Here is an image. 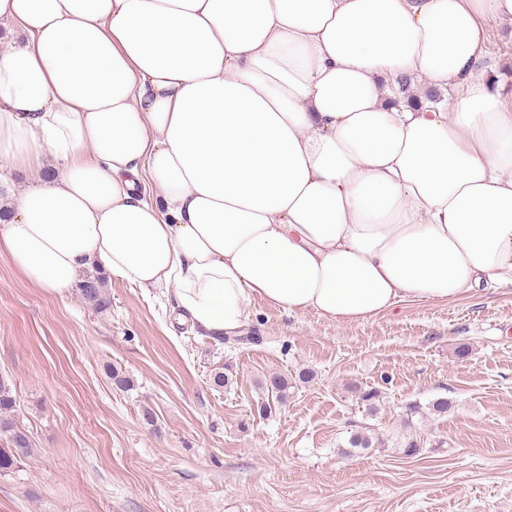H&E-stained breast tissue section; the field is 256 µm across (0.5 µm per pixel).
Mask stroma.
Segmentation results:
<instances>
[{
  "instance_id": "stroma-1",
  "label": "stroma",
  "mask_w": 512,
  "mask_h": 512,
  "mask_svg": "<svg viewBox=\"0 0 512 512\" xmlns=\"http://www.w3.org/2000/svg\"><path fill=\"white\" fill-rule=\"evenodd\" d=\"M489 52L485 76L512 104L511 24L492 25ZM105 285L98 313L0 257V374L35 437L0 474V512H512V288L353 323L257 301L262 341L242 344L197 335L165 289ZM303 369L310 383L269 401L268 376ZM368 387L373 416L357 401ZM440 396L448 415L407 416ZM363 428L381 445L340 455ZM411 439L422 448L407 457Z\"/></svg>"
}]
</instances>
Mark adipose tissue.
Returning <instances> with one entry per match:
<instances>
[{
	"mask_svg": "<svg viewBox=\"0 0 512 512\" xmlns=\"http://www.w3.org/2000/svg\"><path fill=\"white\" fill-rule=\"evenodd\" d=\"M512 0H0V256L97 268L199 335L254 301L358 322L512 286ZM454 87L407 105L402 84ZM490 27L489 52L494 67L485 76L512 106V25L505 22Z\"/></svg>",
	"mask_w": 512,
	"mask_h": 512,
	"instance_id": "adipose-tissue-1",
	"label": "adipose tissue"
}]
</instances>
